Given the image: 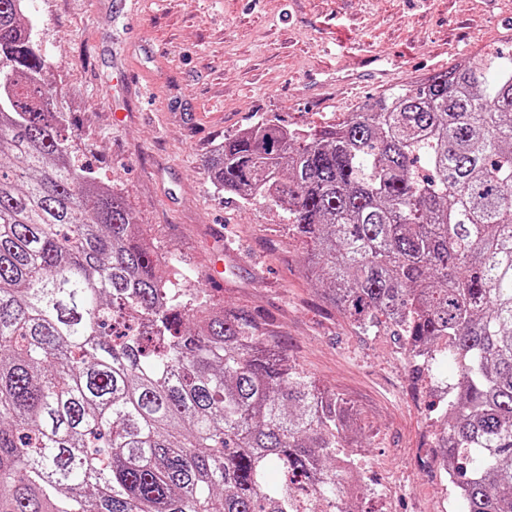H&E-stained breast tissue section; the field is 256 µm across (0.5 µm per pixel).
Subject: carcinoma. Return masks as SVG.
I'll return each mask as SVG.
<instances>
[{"label":"carcinoma","mask_w":512,"mask_h":512,"mask_svg":"<svg viewBox=\"0 0 512 512\" xmlns=\"http://www.w3.org/2000/svg\"><path fill=\"white\" fill-rule=\"evenodd\" d=\"M27 8L0 0V512H346L354 409L184 288L77 164ZM207 169L282 210L326 299L397 337L414 380L457 362L432 463L465 512H512V56L257 124Z\"/></svg>","instance_id":"1"}]
</instances>
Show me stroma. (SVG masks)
<instances>
[{
    "label": "stroma",
    "instance_id": "1",
    "mask_svg": "<svg viewBox=\"0 0 512 512\" xmlns=\"http://www.w3.org/2000/svg\"><path fill=\"white\" fill-rule=\"evenodd\" d=\"M25 20L85 160L159 254L192 275L217 266L215 308L261 317L292 363L358 410L347 450L374 483L363 512H458L424 466L443 422L435 381L454 380V362L412 390L397 338L362 334L308 278L281 211L224 194L206 161L252 125L330 123L472 48L512 51V0H33Z\"/></svg>",
    "mask_w": 512,
    "mask_h": 512
}]
</instances>
